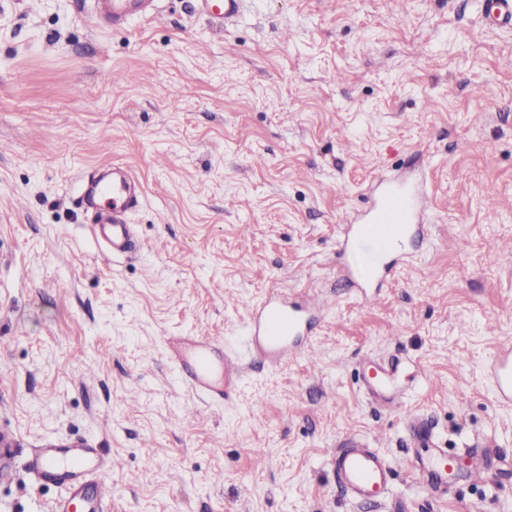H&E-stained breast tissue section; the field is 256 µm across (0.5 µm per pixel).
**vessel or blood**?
Returning a JSON list of instances; mask_svg holds the SVG:
<instances>
[{"mask_svg":"<svg viewBox=\"0 0 512 512\" xmlns=\"http://www.w3.org/2000/svg\"><path fill=\"white\" fill-rule=\"evenodd\" d=\"M202 13L215 25L223 26L238 18L242 0H199ZM100 19L119 26L132 20L153 16L154 0H96ZM486 22L512 27V0H483ZM88 203L104 201L94 221L97 233L112 245L113 253H125L133 247L128 214L142 199L131 176L117 171L111 181H95L89 187ZM428 202L424 181L399 177L380 180L369 206L356 223L347 225L337 243L341 253L355 257L348 273L363 297L380 295L383 280L394 272L398 263L410 261L425 226L423 216ZM321 308H311L290 297L269 296L261 304L250 306L248 327L251 358L241 364L238 356L216 357L210 341L194 336L181 337L173 359V369L194 391L214 399L224 397V388L214 386L213 370L226 378H234L243 369H257L271 358H288L299 352L300 337L310 335ZM391 364L375 361L364 377V389L376 404L390 408L402 395L390 385ZM498 400L512 404V345L499 348L487 368ZM415 447L427 449L428 455L417 467V480L425 489L448 481L453 456L435 445V433L429 422L416 416L408 423ZM336 479L346 495L355 501L374 504L384 502L392 484L394 469L386 460L356 439L344 440L331 458ZM33 472L41 480L66 483L81 476H97V496L105 498L108 485L104 473L113 468L111 462L100 461L94 448L49 446L36 451L31 462Z\"/></svg>","mask_w":512,"mask_h":512,"instance_id":"b4317fda","label":"vessel or blood"}]
</instances>
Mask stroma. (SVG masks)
I'll list each match as a JSON object with an SVG mask.
<instances>
[{"label": "stroma", "instance_id": "1", "mask_svg": "<svg viewBox=\"0 0 512 512\" xmlns=\"http://www.w3.org/2000/svg\"><path fill=\"white\" fill-rule=\"evenodd\" d=\"M198 5L115 28L93 0H0V512H56L31 459L83 442L120 462L98 512H512L485 375L512 340V28L480 0H245L221 28ZM115 164L144 197L109 258L81 186ZM382 175L425 176L428 227L366 303L336 249ZM272 288L331 294L311 354L192 393L165 338L247 354ZM376 358L398 408L362 391ZM417 415L482 483L419 485ZM349 436L394 464L383 508L336 481Z\"/></svg>", "mask_w": 512, "mask_h": 512}]
</instances>
